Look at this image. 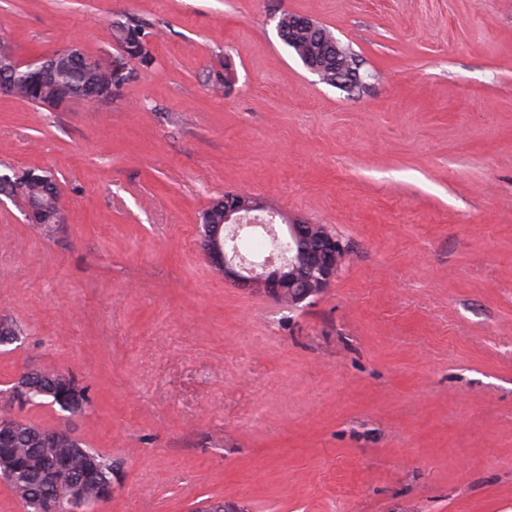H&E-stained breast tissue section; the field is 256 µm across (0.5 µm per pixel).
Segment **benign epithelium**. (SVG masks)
I'll use <instances>...</instances> for the list:
<instances>
[{
  "instance_id": "benign-epithelium-1",
  "label": "benign epithelium",
  "mask_w": 512,
  "mask_h": 512,
  "mask_svg": "<svg viewBox=\"0 0 512 512\" xmlns=\"http://www.w3.org/2000/svg\"><path fill=\"white\" fill-rule=\"evenodd\" d=\"M292 23L288 31L304 28L318 32L321 25L298 14L288 15ZM341 42H331L321 53L305 60V67L315 75L336 70V86L349 91L369 88V75L361 73L358 55H349L340 48ZM66 58L72 62L92 65L83 50L75 45L22 61L11 55L0 58V68L28 70L29 81L41 82ZM125 85L110 86L93 96L94 104H110L119 98ZM266 205L262 199L248 195L224 196V223L204 224L198 228V238L212 269L224 279L242 287L258 288L276 300L297 306L330 288L336 279L342 259L347 253L343 241L323 224H310L295 219L278 231L265 223ZM262 230L270 239V249L259 261L250 260L239 249L243 235ZM53 382L61 388L73 387L72 376L44 366H31L16 374L8 383L9 389L0 393V402L13 409L29 405L28 390L36 382ZM21 423L12 412L0 411V440ZM112 486L101 489L99 496L89 500L78 483H65L48 512H95L98 506L112 498Z\"/></svg>"
}]
</instances>
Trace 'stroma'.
<instances>
[{
  "label": "stroma",
  "instance_id": "1",
  "mask_svg": "<svg viewBox=\"0 0 512 512\" xmlns=\"http://www.w3.org/2000/svg\"><path fill=\"white\" fill-rule=\"evenodd\" d=\"M312 18L373 75L321 83L274 18ZM121 100L0 99V162L51 171L67 222L0 208V315L75 375V435L116 464L99 512H512V0H0L28 60L115 55ZM232 58L237 81L214 88ZM244 193L348 247L290 308L217 275L200 214Z\"/></svg>",
  "mask_w": 512,
  "mask_h": 512
}]
</instances>
